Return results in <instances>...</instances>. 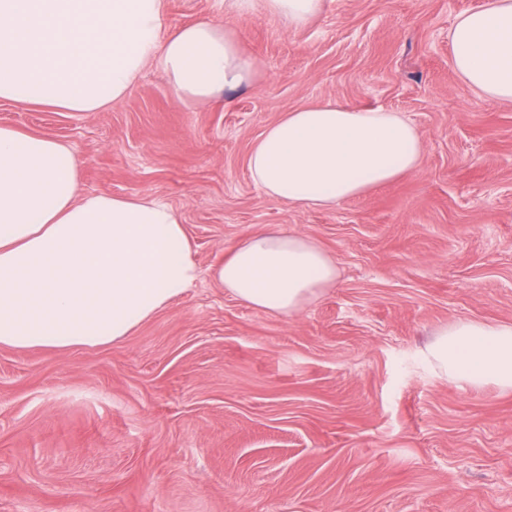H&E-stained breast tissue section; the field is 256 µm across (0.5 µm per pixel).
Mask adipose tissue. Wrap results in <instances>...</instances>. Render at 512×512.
Listing matches in <instances>:
<instances>
[{
  "instance_id": "obj_1",
  "label": "adipose tissue",
  "mask_w": 512,
  "mask_h": 512,
  "mask_svg": "<svg viewBox=\"0 0 512 512\" xmlns=\"http://www.w3.org/2000/svg\"><path fill=\"white\" fill-rule=\"evenodd\" d=\"M326 0H224L227 25L164 33L165 0H0V100L69 112L106 109L146 68L181 101L249 86L258 65L233 23L256 15L306 27ZM452 66L474 90L512 101V0H485L448 34ZM423 148L402 113L338 101L269 125L248 156L253 182L291 206L336 203L417 171ZM66 142L0 125V347L66 350L122 341L200 280L176 209L151 196L83 195ZM243 304L294 316L336 284L315 241L262 228L210 270ZM424 355L446 379L512 390V325L468 322Z\"/></svg>"
}]
</instances>
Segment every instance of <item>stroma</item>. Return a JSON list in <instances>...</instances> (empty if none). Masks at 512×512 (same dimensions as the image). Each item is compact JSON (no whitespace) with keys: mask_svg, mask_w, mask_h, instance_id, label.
Wrapping results in <instances>:
<instances>
[{"mask_svg":"<svg viewBox=\"0 0 512 512\" xmlns=\"http://www.w3.org/2000/svg\"><path fill=\"white\" fill-rule=\"evenodd\" d=\"M483 2L237 21L259 67L224 100L182 103L150 68L103 111L0 100V125L72 146L81 193L170 203L203 271L120 343L0 347V512H512V391L421 356L456 324H512V102L461 79L448 40ZM200 19L224 25V0H166V31ZM326 100L404 113L420 169L331 209L268 198L252 146ZM262 226L336 260L297 316L208 275Z\"/></svg>","mask_w":512,"mask_h":512,"instance_id":"obj_1","label":"stroma"}]
</instances>
